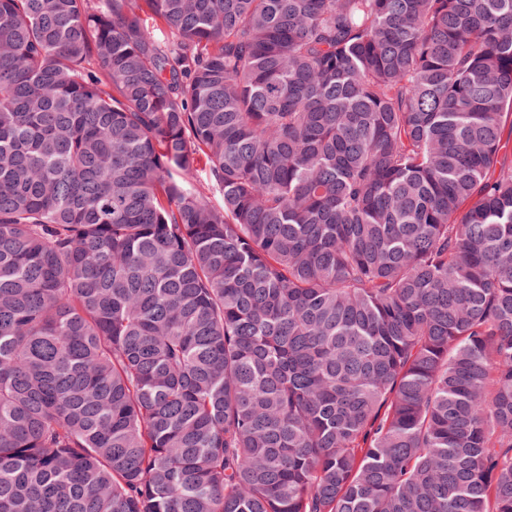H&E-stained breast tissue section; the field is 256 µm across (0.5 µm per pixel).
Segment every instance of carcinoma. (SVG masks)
I'll return each mask as SVG.
<instances>
[{
  "instance_id": "cac0c4a2",
  "label": "carcinoma",
  "mask_w": 512,
  "mask_h": 512,
  "mask_svg": "<svg viewBox=\"0 0 512 512\" xmlns=\"http://www.w3.org/2000/svg\"><path fill=\"white\" fill-rule=\"evenodd\" d=\"M508 129L512 0H0V512H512Z\"/></svg>"
}]
</instances>
